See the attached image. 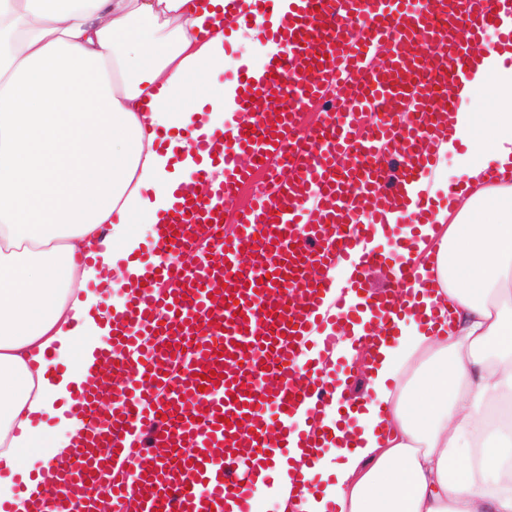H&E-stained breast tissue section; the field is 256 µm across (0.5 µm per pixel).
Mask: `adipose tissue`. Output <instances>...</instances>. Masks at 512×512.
Instances as JSON below:
<instances>
[{"instance_id":"1","label":"adipose tissue","mask_w":512,"mask_h":512,"mask_svg":"<svg viewBox=\"0 0 512 512\" xmlns=\"http://www.w3.org/2000/svg\"><path fill=\"white\" fill-rule=\"evenodd\" d=\"M498 30L473 51L437 145L456 162L455 197L406 255L435 283L422 296L433 327L403 313L395 340L365 354L373 395L354 447L334 429L329 454L293 476L273 457L279 512H512V434L487 426L512 395V0ZM223 63L224 0H0V467L26 485L0 480L12 512L46 499L56 458L85 429L58 402L86 381L109 320L91 317L97 299L73 277L122 308L143 273H112L117 250L138 245L130 221L162 223L211 164L177 135L155 149L158 133L234 123L233 91L197 94ZM488 89L482 117L470 103ZM52 355L66 371L49 372ZM44 414L60 417L58 434L33 426ZM326 469L335 482L308 492Z\"/></svg>"}]
</instances>
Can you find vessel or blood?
<instances>
[{
  "mask_svg": "<svg viewBox=\"0 0 512 512\" xmlns=\"http://www.w3.org/2000/svg\"><path fill=\"white\" fill-rule=\"evenodd\" d=\"M501 0H224L225 36L259 29L277 45L263 70L242 67L237 126L192 145L221 166L214 182L197 171L204 197L182 188L151 240L142 282L112 315V337L98 352L122 381L109 426L87 428L55 473L63 498L54 512H100L94 487L107 485L112 512H251L255 473L271 451L299 447L314 465L331 431L321 415L336 382L318 366L351 335L359 309L382 321L419 312L414 278L401 253L372 246L373 227L389 210L429 220L422 184L435 164L433 144L450 129L452 104H439L424 69L449 85L468 76L471 40L497 24ZM389 65L370 60L380 45ZM335 91L341 111L324 112L298 136L304 110ZM234 209L236 231L193 268L178 256L198 253L210 224ZM250 264H242L243 252ZM350 264V289L362 308L333 295L332 270ZM388 267L393 285L366 293L365 272ZM316 278H308V269ZM222 340V353L213 343ZM276 369L267 373L265 358ZM212 373L199 386L200 368ZM93 372L74 396L86 415L100 405ZM312 422L299 429L298 417ZM248 435H240L241 424ZM189 448L186 478L166 460L131 469L142 446Z\"/></svg>",
  "mask_w": 512,
  "mask_h": 512,
  "instance_id": "1",
  "label": "vessel or blood"
}]
</instances>
